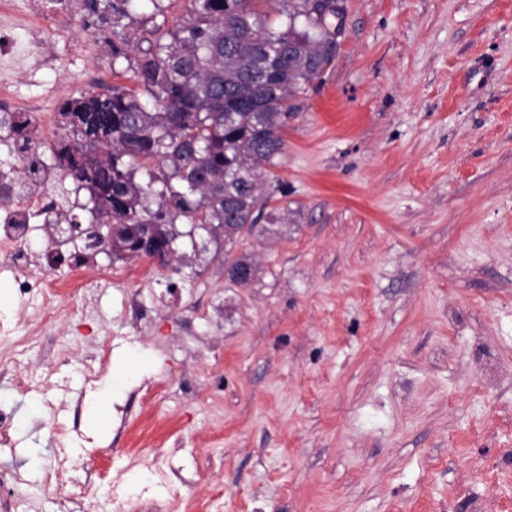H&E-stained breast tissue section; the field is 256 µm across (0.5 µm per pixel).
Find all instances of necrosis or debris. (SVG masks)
Listing matches in <instances>:
<instances>
[{
	"label": "necrosis or debris",
	"mask_w": 512,
	"mask_h": 512,
	"mask_svg": "<svg viewBox=\"0 0 512 512\" xmlns=\"http://www.w3.org/2000/svg\"><path fill=\"white\" fill-rule=\"evenodd\" d=\"M69 16L58 12L47 18L43 0H0V68L14 72L28 70L31 63L49 65L45 54L49 32L67 34ZM24 29L26 37H16V29ZM0 112L26 122L27 130L10 133L13 157H20L28 136H35L42 152H50L47 139L50 127L49 114L36 100L0 103ZM57 170L46 164H38L29 182H22L14 167L0 165V259L4 260L13 274V286L19 297L34 294L48 297L49 302L42 314L43 323L60 319V298L71 296L87 288L89 257L71 262L67 276L58 277L47 272L36 273L29 267L31 233L34 225L56 223L57 216L49 211L44 194L46 185L55 182Z\"/></svg>",
	"instance_id": "obj_1"
}]
</instances>
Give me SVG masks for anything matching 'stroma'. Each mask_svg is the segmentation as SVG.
<instances>
[{"label":"stroma","instance_id":"1","mask_svg":"<svg viewBox=\"0 0 512 512\" xmlns=\"http://www.w3.org/2000/svg\"><path fill=\"white\" fill-rule=\"evenodd\" d=\"M66 2L14 96L135 87ZM343 5L268 176L286 219L228 246L253 283L207 252L43 329L0 265L11 512H79L90 477L96 512H512V0ZM256 271L251 259L245 256L229 259L228 252H224V272H227L226 278L229 282L237 286H247L254 280Z\"/></svg>","mask_w":512,"mask_h":512}]
</instances>
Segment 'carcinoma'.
<instances>
[{
    "label": "carcinoma",
    "mask_w": 512,
    "mask_h": 512,
    "mask_svg": "<svg viewBox=\"0 0 512 512\" xmlns=\"http://www.w3.org/2000/svg\"><path fill=\"white\" fill-rule=\"evenodd\" d=\"M133 2L82 0L83 16L112 32V60L131 63L138 88L62 103V175L89 191L92 218L112 224V238L130 251L141 225H158L161 238L178 236L186 248L205 235L218 252L261 220L283 223L280 210L266 209L265 178L284 150L293 96L336 59L317 43L336 15L318 24L285 10L276 24L249 0H191L188 18L157 28L144 48L124 34ZM290 34L311 37L313 75L294 69ZM180 218L188 230L176 231ZM207 224L224 234L210 236ZM224 271L237 286L256 276L245 256L224 258Z\"/></svg>",
    "instance_id": "obj_1"
}]
</instances>
